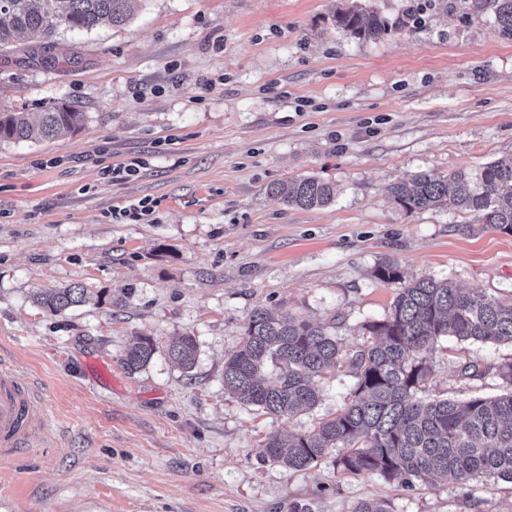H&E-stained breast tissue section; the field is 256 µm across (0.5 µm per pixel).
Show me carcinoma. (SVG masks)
I'll return each instance as SVG.
<instances>
[{
	"instance_id": "carcinoma-1",
	"label": "carcinoma",
	"mask_w": 512,
	"mask_h": 512,
	"mask_svg": "<svg viewBox=\"0 0 512 512\" xmlns=\"http://www.w3.org/2000/svg\"><path fill=\"white\" fill-rule=\"evenodd\" d=\"M141 0H0V50L37 32L51 39L59 31L89 32L104 22L121 25ZM502 32L512 36V0H481ZM336 26L353 37L376 40L388 30L385 19L358 7L340 11ZM84 113L58 105L32 122L24 112H0V141H40L76 132ZM268 192L302 209L333 200L332 186L315 176L271 185ZM397 204L408 212L453 207L477 221L512 233V157L465 172L433 177L415 174L393 186ZM374 276L384 283L403 281L398 265L381 263ZM36 301L61 314L86 301L79 285L40 294ZM367 339L357 350L341 346L333 327L286 313L252 311L241 343L224 359V390L265 413L291 416L313 408L316 378L347 363L356 383L349 403L335 417L304 434L263 445L265 460L293 471L316 466L337 450L336 472L379 474L412 488L432 477L464 486L477 477L512 483V361L496 367L503 393L496 397L420 396L432 375L430 355L444 337L461 342L512 343V301L478 289L462 290L447 279L422 276L398 288L390 312L363 325ZM157 350L149 336H137L122 366L143 369ZM195 337L181 336L167 347L169 360L185 371L196 358ZM275 373L263 375L266 364ZM351 512H389L387 503L362 499Z\"/></svg>"
}]
</instances>
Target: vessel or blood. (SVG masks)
Here are the masks:
<instances>
[{
  "label": "vessel or blood",
  "mask_w": 512,
  "mask_h": 512,
  "mask_svg": "<svg viewBox=\"0 0 512 512\" xmlns=\"http://www.w3.org/2000/svg\"><path fill=\"white\" fill-rule=\"evenodd\" d=\"M46 404L0 364V455L49 445Z\"/></svg>",
  "instance_id": "b4317fda"
}]
</instances>
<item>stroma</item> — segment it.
Returning a JSON list of instances; mask_svg holds the SVG:
<instances>
[{"mask_svg": "<svg viewBox=\"0 0 512 512\" xmlns=\"http://www.w3.org/2000/svg\"><path fill=\"white\" fill-rule=\"evenodd\" d=\"M362 5L387 33L355 38L334 15ZM66 102L76 133L0 142V362L48 407L47 448L0 457V512H512V484L405 489L337 475L332 457L291 471L270 437L341 410L349 365L288 418L224 389V356L251 312L330 324L364 341L405 279H450L512 299V235L454 209L408 212L391 188L415 173H477L512 156V37L476 0H141L131 20L31 34L0 52V110L38 118ZM135 161L139 172L113 178ZM315 176L331 203L301 209L270 185ZM149 200L139 220L121 208ZM73 284L88 302L53 315L36 293ZM197 341L183 371L166 347ZM136 336L157 351L121 364ZM433 396L500 394L508 344L448 337L431 354ZM479 365L477 379L460 375Z\"/></svg>", "mask_w": 512, "mask_h": 512, "instance_id": "35a3bbf8", "label": "stroma"}]
</instances>
